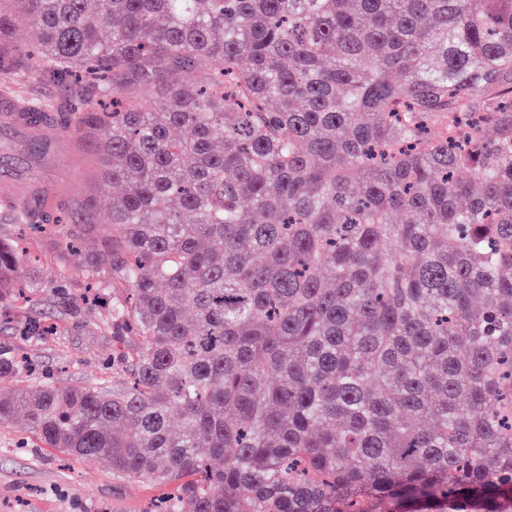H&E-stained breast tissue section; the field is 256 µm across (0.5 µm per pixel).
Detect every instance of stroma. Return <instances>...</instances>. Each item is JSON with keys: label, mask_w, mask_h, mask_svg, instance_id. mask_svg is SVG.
<instances>
[{"label": "stroma", "mask_w": 512, "mask_h": 512, "mask_svg": "<svg viewBox=\"0 0 512 512\" xmlns=\"http://www.w3.org/2000/svg\"><path fill=\"white\" fill-rule=\"evenodd\" d=\"M50 105L64 114L76 98L68 87L34 74L0 72V98ZM57 161L66 175L65 193L72 211L97 180L69 136H61ZM110 194L97 195L91 223L71 228L88 254L101 247V231L111 220ZM66 240L61 230L44 234L31 251L41 261L39 277L45 292L26 298L10 293L0 300V349L24 357L27 367L0 376V390L57 382L71 387L111 386L120 378V344L100 326L103 302L84 298L77 276L61 279ZM160 487L143 480H117L102 461H87L46 448L15 422L0 427V512H147Z\"/></svg>", "instance_id": "stroma-1"}]
</instances>
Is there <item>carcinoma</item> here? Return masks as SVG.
I'll use <instances>...</instances> for the list:
<instances>
[{
  "instance_id": "carcinoma-1",
  "label": "carcinoma",
  "mask_w": 512,
  "mask_h": 512,
  "mask_svg": "<svg viewBox=\"0 0 512 512\" xmlns=\"http://www.w3.org/2000/svg\"><path fill=\"white\" fill-rule=\"evenodd\" d=\"M2 64L110 98L65 131L123 191L66 246L135 340L1 425L153 512H512V0H0Z\"/></svg>"
}]
</instances>
